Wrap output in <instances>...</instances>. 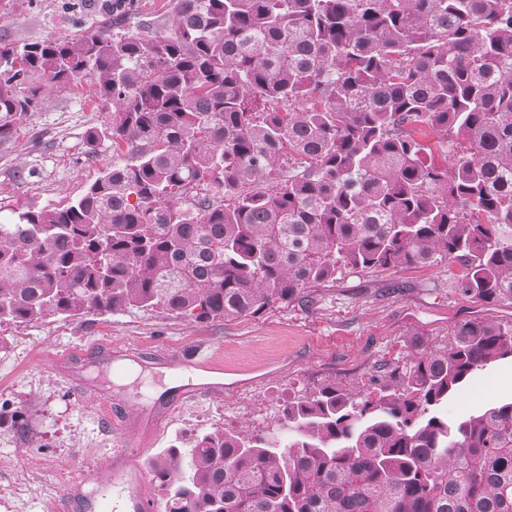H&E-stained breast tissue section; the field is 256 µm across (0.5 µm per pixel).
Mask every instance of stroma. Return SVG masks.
<instances>
[{
    "mask_svg": "<svg viewBox=\"0 0 512 512\" xmlns=\"http://www.w3.org/2000/svg\"><path fill=\"white\" fill-rule=\"evenodd\" d=\"M111 0H0V36L18 42L74 36L87 27H111ZM108 108L90 84L45 89L36 111L15 123L0 144V220L14 212L66 204L82 195L112 160L110 142L90 144L86 132L103 126ZM456 266L443 262L376 273L347 272L309 288L305 302L275 306L224 322H196L166 311L132 309L80 318L0 327V417L23 413L29 432L18 436L0 426V487L17 472L32 488L13 512H44L43 494L58 495L72 481L96 477V463L119 445L120 431L108 413L74 398L71 381L101 385L110 360L91 353L111 345L114 358L129 359L144 374L112 391L131 401L163 385L166 364L156 354L205 345L218 351L225 368L242 372L243 386L186 401L164 422L153 450L175 435L224 425V405L250 398L261 412L240 420L261 429L288 398L289 389L311 390L323 381H369L380 366L447 345L454 326L479 317L512 320V301L484 303L455 292ZM512 400V361L478 371L448 400L449 420Z\"/></svg>",
    "mask_w": 512,
    "mask_h": 512,
    "instance_id": "obj_1",
    "label": "stroma"
}]
</instances>
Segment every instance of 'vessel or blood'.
<instances>
[{
    "mask_svg": "<svg viewBox=\"0 0 512 512\" xmlns=\"http://www.w3.org/2000/svg\"><path fill=\"white\" fill-rule=\"evenodd\" d=\"M180 368L170 380L166 396L146 407L145 422L123 429L121 446L101 460L97 469L104 479L99 493L93 497L81 494L79 487L60 491L56 512H104L111 487L119 486L127 494L131 512H152L153 506L143 493V448L147 435L158 430L167 416L185 399L220 393L224 390V362L204 347H182L172 353Z\"/></svg>",
    "mask_w": 512,
    "mask_h": 512,
    "instance_id": "obj_1",
    "label": "vessel or blood"
}]
</instances>
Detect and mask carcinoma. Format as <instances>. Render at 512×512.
I'll use <instances>...</instances> for the list:
<instances>
[{"label":"carcinoma","instance_id":"1","mask_svg":"<svg viewBox=\"0 0 512 512\" xmlns=\"http://www.w3.org/2000/svg\"><path fill=\"white\" fill-rule=\"evenodd\" d=\"M155 27L0 39V141L45 87L112 106L85 193L0 223V325L231 321L442 261L462 297L512 301V0H176ZM451 336L271 428L175 438L150 461L165 512H512V401L442 413L512 358V322Z\"/></svg>","mask_w":512,"mask_h":512}]
</instances>
